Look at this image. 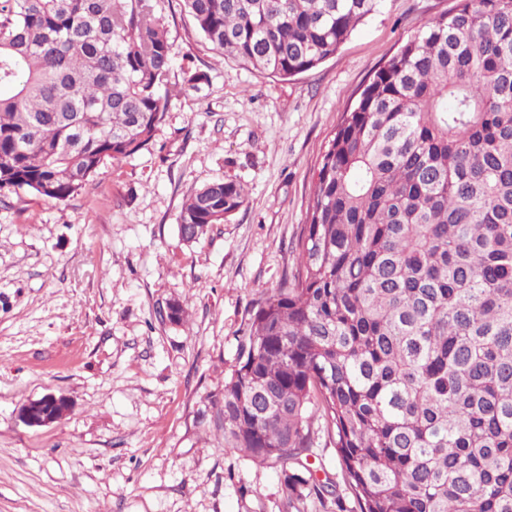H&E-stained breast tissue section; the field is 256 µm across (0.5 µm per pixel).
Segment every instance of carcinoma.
Instances as JSON below:
<instances>
[{"instance_id":"1","label":"carcinoma","mask_w":512,"mask_h":512,"mask_svg":"<svg viewBox=\"0 0 512 512\" xmlns=\"http://www.w3.org/2000/svg\"><path fill=\"white\" fill-rule=\"evenodd\" d=\"M381 0H181L225 59L286 79ZM152 0H0V190L55 201L146 148L174 89ZM212 181L194 242L244 203ZM297 266L224 382V447L292 462L316 419L356 512H512V0H457L361 90L320 157Z\"/></svg>"}]
</instances>
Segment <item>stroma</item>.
Masks as SVG:
<instances>
[{
	"label": "stroma",
	"instance_id": "obj_1",
	"mask_svg": "<svg viewBox=\"0 0 512 512\" xmlns=\"http://www.w3.org/2000/svg\"><path fill=\"white\" fill-rule=\"evenodd\" d=\"M200 90L170 99L149 149L73 197L0 190V512H354L323 422L312 484L224 446L217 403L255 307L291 275L320 153L374 71L456 0H382L335 55L282 80L224 60L180 0H154ZM215 180L243 205L193 243L185 199ZM179 304L182 320L158 315ZM67 414L30 427L29 402ZM68 411L65 399L47 396L25 406L22 419L28 426H43L60 420Z\"/></svg>",
	"mask_w": 512,
	"mask_h": 512
}]
</instances>
